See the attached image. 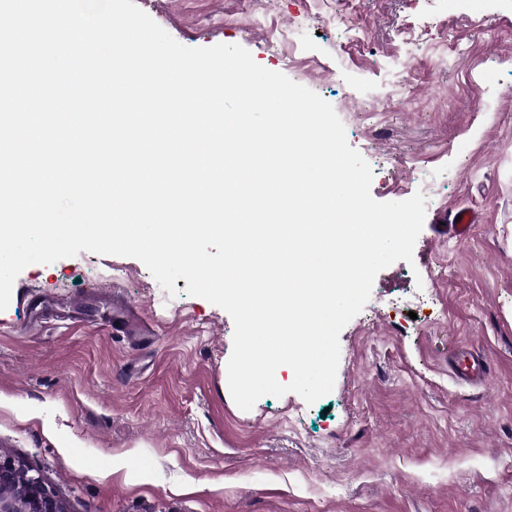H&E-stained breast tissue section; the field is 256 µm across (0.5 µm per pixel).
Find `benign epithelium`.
Listing matches in <instances>:
<instances>
[{"label":"benign epithelium","instance_id":"1","mask_svg":"<svg viewBox=\"0 0 512 512\" xmlns=\"http://www.w3.org/2000/svg\"><path fill=\"white\" fill-rule=\"evenodd\" d=\"M23 486V494L14 493ZM0 512H65V508L44 486L40 476L30 473L14 458L0 454Z\"/></svg>","mask_w":512,"mask_h":512}]
</instances>
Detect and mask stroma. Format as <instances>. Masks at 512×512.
Segmentation results:
<instances>
[{
    "label": "stroma",
    "mask_w": 512,
    "mask_h": 512,
    "mask_svg": "<svg viewBox=\"0 0 512 512\" xmlns=\"http://www.w3.org/2000/svg\"><path fill=\"white\" fill-rule=\"evenodd\" d=\"M335 109L371 195L427 199L413 259L341 331L332 392L241 410L234 322L138 259L33 264L0 311V453L66 512H512V0H135ZM477 216L464 238L451 211ZM118 304L137 333L114 330ZM492 363L457 378L448 351ZM109 461L95 467L97 458Z\"/></svg>",
    "instance_id": "35a3bbf8"
}]
</instances>
